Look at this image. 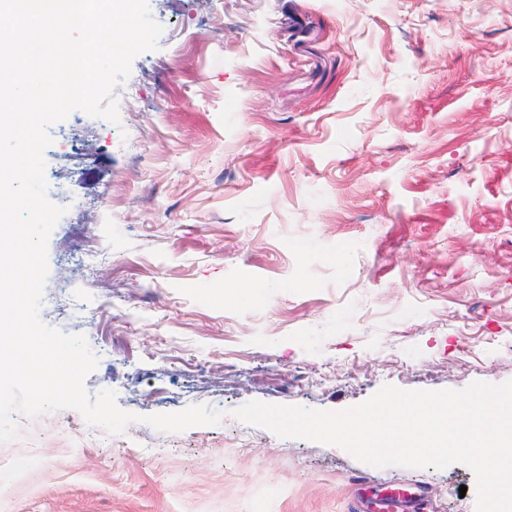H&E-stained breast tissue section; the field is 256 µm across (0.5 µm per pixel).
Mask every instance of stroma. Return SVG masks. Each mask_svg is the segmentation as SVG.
<instances>
[{"mask_svg":"<svg viewBox=\"0 0 512 512\" xmlns=\"http://www.w3.org/2000/svg\"><path fill=\"white\" fill-rule=\"evenodd\" d=\"M149 6L119 124L49 129L40 316L98 355L89 393L225 416L15 415L0 512H368L395 488L476 512L466 465L376 468L229 412L512 380V0Z\"/></svg>","mask_w":512,"mask_h":512,"instance_id":"stroma-1","label":"stroma"}]
</instances>
